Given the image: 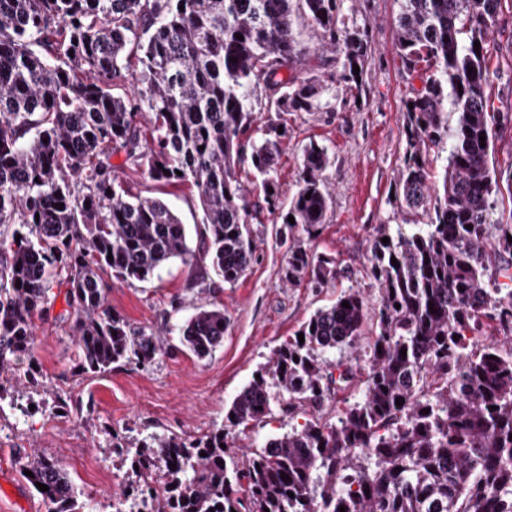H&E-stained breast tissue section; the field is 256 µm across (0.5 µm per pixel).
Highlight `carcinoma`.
<instances>
[{"label":"carcinoma","instance_id":"1","mask_svg":"<svg viewBox=\"0 0 512 512\" xmlns=\"http://www.w3.org/2000/svg\"><path fill=\"white\" fill-rule=\"evenodd\" d=\"M343 2L0 0V372L30 356L33 318L48 315L56 284L66 308L55 320L77 337L81 370L150 362L158 337L112 309L102 274L146 281L178 259L195 274L190 286L205 290L196 270L207 259L219 280L236 284L255 260L249 224L260 210L241 182L245 170L288 232L310 235L325 223L329 157L314 143L297 192L280 205L274 173L288 130L277 118L321 106L317 74L281 77L310 53L295 13L334 48ZM400 2L395 46L423 85L406 106L396 202L423 210L428 223L411 233L374 228L369 274L380 306L364 398L336 424L314 415L357 372L321 357L363 334L365 301L350 288L302 325L304 342L288 337L240 390L225 414L237 434L221 427L136 447V512H512V344L484 335L512 333V224L494 218L498 115L486 93L485 44L500 0ZM367 51L366 31L344 32L343 82L361 87L353 68L364 71ZM133 59L139 84L117 94ZM260 87L267 119L253 108ZM450 112L458 114L451 132ZM449 140L436 185L429 150ZM118 152L149 182L193 189L203 211L196 248L165 202L119 180ZM337 274L335 258L291 241L286 281L324 288ZM225 324L224 308L201 307L181 343L203 359ZM275 388L285 397L274 400ZM276 406L290 419L306 415L304 423L244 459L229 452ZM20 464L30 484L48 486V512H78L77 487L54 458L30 454Z\"/></svg>","mask_w":512,"mask_h":512}]
</instances>
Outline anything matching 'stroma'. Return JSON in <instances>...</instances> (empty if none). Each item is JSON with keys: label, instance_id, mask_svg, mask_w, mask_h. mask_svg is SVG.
Wrapping results in <instances>:
<instances>
[{"label": "stroma", "instance_id": "35a3bbf8", "mask_svg": "<svg viewBox=\"0 0 512 512\" xmlns=\"http://www.w3.org/2000/svg\"><path fill=\"white\" fill-rule=\"evenodd\" d=\"M398 13V0H345L340 30L369 34L358 91L341 81L339 54L319 51L307 21L294 19L296 33L315 49L309 66L324 92L320 110L284 115L288 138L276 177L281 202H289L305 147L326 148L331 205L325 224L302 242L310 252L335 257V282L320 289L288 284V243L276 216L263 210L250 225L258 259L235 285L219 281L207 292L190 287V271L178 261L151 281L113 284V309L132 327L163 336V351L148 364L79 371L75 336L53 318L36 319V381L21 365L0 372V512H47L18 462L34 451L55 457L66 470L79 490L80 512H111L132 480L129 448L151 435L196 439L223 426L233 398L268 364L273 349L342 291L360 289L368 315H375L379 290L369 275L374 227L398 224L409 232L427 221L392 200L404 166L405 103L421 86L404 72L395 49ZM488 66L487 92L500 113L492 162L504 181L512 175V0L500 2ZM203 305L223 308L227 324L223 344L200 360L181 345L178 330Z\"/></svg>", "mask_w": 512, "mask_h": 512}]
</instances>
